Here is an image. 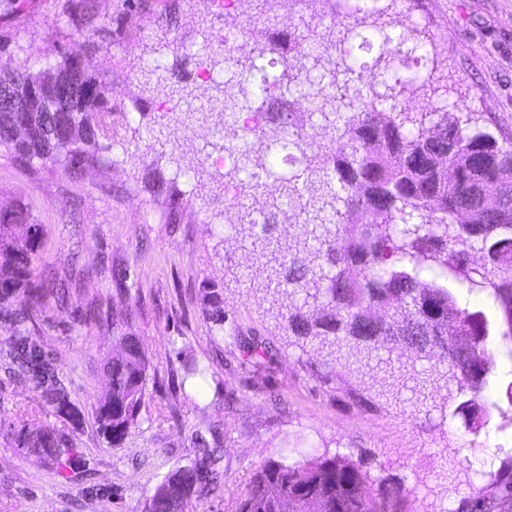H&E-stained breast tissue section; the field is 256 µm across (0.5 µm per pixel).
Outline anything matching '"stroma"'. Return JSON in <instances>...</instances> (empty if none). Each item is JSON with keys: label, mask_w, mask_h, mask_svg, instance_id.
<instances>
[{"label": "stroma", "mask_w": 512, "mask_h": 512, "mask_svg": "<svg viewBox=\"0 0 512 512\" xmlns=\"http://www.w3.org/2000/svg\"><path fill=\"white\" fill-rule=\"evenodd\" d=\"M214 0H100L95 31L79 27L80 0H0V70L31 57L39 67L77 59L95 78L112 110V131L100 138V165L73 173L65 164L22 161L0 147V217L23 208L41 225L35 264L59 278L73 266L93 269L67 308L46 299L34 330L57 357L80 424L40 406L31 386L0 369V512H141L167 473L195 456L197 436L221 434L218 467L224 496L197 512H235L259 466L295 445L310 454L344 456L375 481L398 484L408 512H458L512 456V341L493 310L489 290L457 289L459 307L487 312L495 365L479 395V426L466 428L456 407L473 396L450 382L420 405L411 386L381 396L370 375L332 369L324 352L298 340L251 288L234 238L236 210L209 178L185 184L186 168L205 162L192 140L223 136L222 119L206 98L183 102L187 121L174 143L149 140L148 127L166 114L160 96L142 91L140 65L161 60L184 83L201 82L210 55L200 20L222 18L250 28L275 57L293 56L289 29L299 20L312 38L339 39L350 21L345 0H268L258 10L219 15ZM367 24L395 36L424 34L437 52L428 61L379 57L377 79L393 73L430 75L437 93L415 89L408 108L467 116L498 141L512 140V0H367ZM224 305V328L204 312L206 293ZM98 307L140 336L150 370L149 398L138 430L112 445L97 430L92 409L108 388L104 366L114 352L111 331L86 319ZM204 364L206 378L183 384L180 354ZM225 402H217V391ZM29 414L72 437L86 466L57 476L42 459L17 448L11 433Z\"/></svg>", "instance_id": "obj_1"}]
</instances>
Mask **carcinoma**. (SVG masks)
Segmentation results:
<instances>
[{
  "label": "carcinoma",
  "mask_w": 512,
  "mask_h": 512,
  "mask_svg": "<svg viewBox=\"0 0 512 512\" xmlns=\"http://www.w3.org/2000/svg\"><path fill=\"white\" fill-rule=\"evenodd\" d=\"M293 58L281 60V70L267 91L285 95L308 83L317 85L310 101L314 111L334 125L342 119L347 144L329 145L326 161L333 169L315 164L307 156L306 134L300 127L280 122L273 135L262 133L260 147L225 142L218 151L234 150L243 164L220 178L236 183L238 196L260 195L277 209L283 204L299 208L303 223L295 240L253 238V212L242 216L246 261L266 273L267 287L281 298L280 308L288 329L298 337L331 348L336 364L361 368L379 343L390 350L414 346L425 358L447 362L448 374L471 382L477 392L495 363L489 327L482 310L457 305L448 279L471 290H492L501 316L512 311V223L501 224L498 214L473 212L474 221L461 224L458 216L469 207V194L488 185L506 205H512V142L503 146L489 131L468 120L435 121L419 112L409 117L400 107L411 82L400 77L384 91L369 85L362 95L356 81L361 74L346 54L333 55L336 45L307 42L296 27ZM62 76L69 112H49L43 124L51 129L72 121L83 125L75 141L50 144L47 138L15 141L14 132L26 119L24 112L0 114V146L29 161L81 166L98 161V132L112 115L100 99L97 84L74 59L63 56L55 64ZM137 77L150 90L185 100L194 97L186 86L174 85L160 64L141 67ZM208 97H223L221 114L228 119L243 109L237 98L216 85ZM392 100L391 111L380 112L376 103ZM351 115L342 117L345 111ZM277 142L296 149L306 161L310 180L301 192L290 178L261 181L256 170H267V144ZM27 211L17 209L0 221V318L11 335L0 349V365L8 374L32 384L41 405L73 423L81 413L59 377L54 354L43 337L28 328L32 312L47 296L65 308L68 284L59 279L35 281L33 261L39 248L38 227L28 223ZM501 245L504 261L491 264L487 250ZM206 316L224 329V308L216 294H207ZM469 325L474 343L470 351L448 356V314ZM119 333L120 356L106 364L109 389L92 410L99 432L118 444L138 427V414L146 399L150 368L140 337L127 327L104 322ZM488 359L478 375H470L467 359ZM17 446L35 453L55 472L68 477L79 457L73 441L34 422L15 432ZM297 455L301 460L292 462ZM212 450L205 440L197 445L196 459L179 466L155 488L145 512H187L196 501L205 502L224 493V475L211 467ZM322 501L326 512H408L404 490L374 483L352 461L339 456H311L291 448L254 473L235 512H303L306 498ZM512 501V459L507 460L488 484L469 498V512H500Z\"/></svg>",
  "instance_id": "obj_1"
}]
</instances>
